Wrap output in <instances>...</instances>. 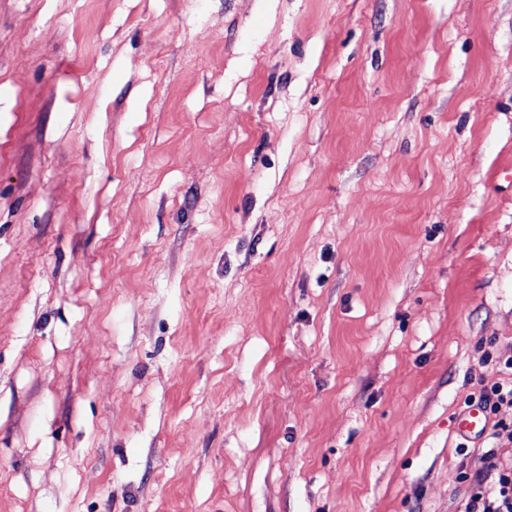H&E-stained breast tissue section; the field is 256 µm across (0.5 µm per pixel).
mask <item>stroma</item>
Here are the masks:
<instances>
[{
	"instance_id": "obj_1",
	"label": "stroma",
	"mask_w": 512,
	"mask_h": 512,
	"mask_svg": "<svg viewBox=\"0 0 512 512\" xmlns=\"http://www.w3.org/2000/svg\"><path fill=\"white\" fill-rule=\"evenodd\" d=\"M509 356L512 0H0V512H464ZM498 364L503 374L511 376L510 380L481 386L476 393L470 395L467 401V405L476 402L489 416L495 418L502 408L512 410V357L499 359ZM486 426L485 414L477 407L467 409L460 417L458 431L462 435H479Z\"/></svg>"
}]
</instances>
